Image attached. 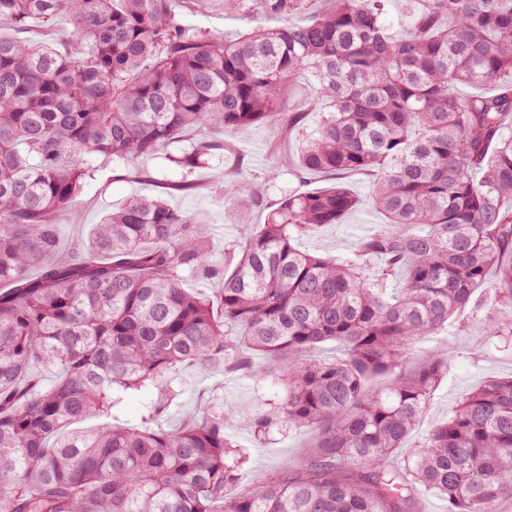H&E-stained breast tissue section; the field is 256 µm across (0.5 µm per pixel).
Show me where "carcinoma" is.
I'll list each match as a JSON object with an SVG mask.
<instances>
[{
	"label": "carcinoma",
	"mask_w": 512,
	"mask_h": 512,
	"mask_svg": "<svg viewBox=\"0 0 512 512\" xmlns=\"http://www.w3.org/2000/svg\"><path fill=\"white\" fill-rule=\"evenodd\" d=\"M224 0L254 22L217 36L184 16L204 0H0V24L66 18L72 43L0 35V512H497L512 500V377L467 394L394 466L448 372L405 358L459 320L512 339V0ZM280 18L281 25L267 20ZM309 73L317 97L282 104ZM460 85L494 94L463 99ZM325 99L303 172L370 175L383 222L344 257L298 241L362 205L346 185L282 193L265 223L213 256L192 210L130 198L60 252L59 217L104 168L139 175L165 152L192 174L244 156L229 137ZM288 120H283V116ZM199 136L169 151L179 133ZM265 186L234 200L263 206ZM493 279L488 298L477 287ZM217 286L212 295L184 288ZM335 341L344 356H316ZM54 369L42 382L32 367ZM279 385L256 442L305 429L302 467L243 487L248 456L215 395L181 425L160 416L186 365ZM136 426L114 423L133 394ZM89 417L86 431L67 427ZM403 4L402 0L388 1L387 24L390 27V33L396 38L404 36L409 28Z\"/></svg>",
	"instance_id": "cac0c4a2"
}]
</instances>
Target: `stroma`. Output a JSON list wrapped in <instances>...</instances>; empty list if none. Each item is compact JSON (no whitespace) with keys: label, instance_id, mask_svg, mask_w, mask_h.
<instances>
[{"label":"stroma","instance_id":"obj_1","mask_svg":"<svg viewBox=\"0 0 512 512\" xmlns=\"http://www.w3.org/2000/svg\"><path fill=\"white\" fill-rule=\"evenodd\" d=\"M187 20L193 26L231 36L246 33L251 27L243 17L225 12L223 0H206L203 6L188 13ZM298 147V140L284 138L277 126L260 125L248 133L244 144L248 155L246 168L243 174L226 176L225 186L232 190L254 182L264 184L266 205L251 210L239 223L225 218L224 198L215 189L214 176L224 168L221 161H214L212 169L199 170L188 177L193 184L189 191L178 187L186 177L159 155L139 160V168L146 172L142 178L117 179L111 170L99 171L86 180L68 211L60 217L62 245L68 250L85 241L93 224L133 196L160 197L172 207L202 213L211 226L214 250L219 254L223 253L225 242L243 239L257 225L265 223L282 189L302 185L321 188L339 181L364 201L368 199L372 185L370 176L353 173L339 176L330 172L302 176L296 168ZM377 221V215L364 205L350 213L343 223L326 226L320 233L302 238L299 247L324 256L345 255L355 249L366 225ZM447 346L448 374L432 396L409 439L410 444H417L435 423L444 420L450 408L465 394L489 378L512 374V349L502 347L497 339L487 336L479 324L458 327L449 337ZM175 384L181 394L176 404L161 417V425L177 426L187 414L202 409L211 395H223L235 414L234 420L226 423L225 431L249 456L246 485L262 482L305 461L310 441L308 433L293 431L276 436L273 443L261 445L254 442L245 426L246 418L261 409L262 398L274 396L276 389L269 383L256 382L239 372L203 375L187 366L180 370Z\"/></svg>","mask_w":512,"mask_h":512}]
</instances>
